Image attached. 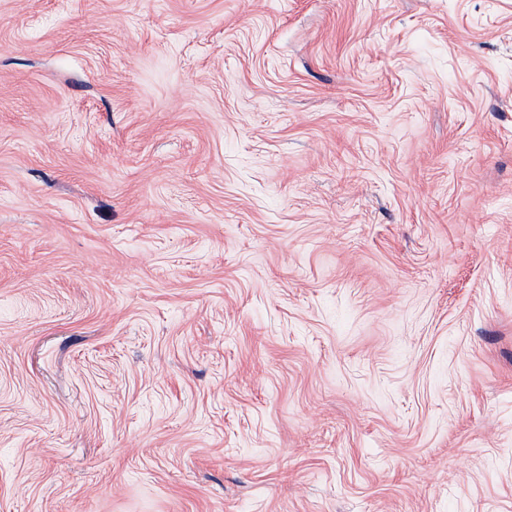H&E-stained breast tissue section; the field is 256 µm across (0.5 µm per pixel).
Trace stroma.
Wrapping results in <instances>:
<instances>
[{"mask_svg":"<svg viewBox=\"0 0 512 512\" xmlns=\"http://www.w3.org/2000/svg\"><path fill=\"white\" fill-rule=\"evenodd\" d=\"M0 512H512V0H0Z\"/></svg>","mask_w":512,"mask_h":512,"instance_id":"obj_1","label":"stroma"}]
</instances>
